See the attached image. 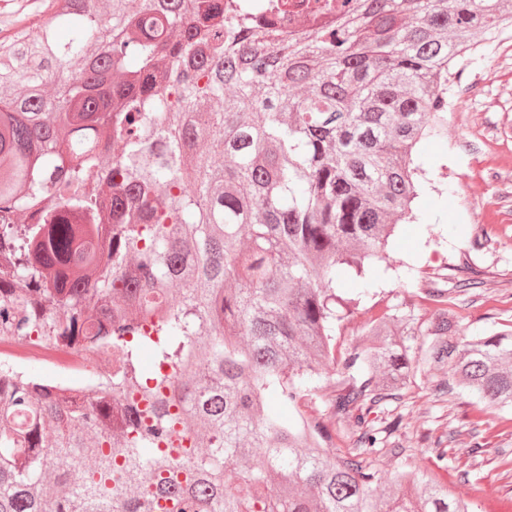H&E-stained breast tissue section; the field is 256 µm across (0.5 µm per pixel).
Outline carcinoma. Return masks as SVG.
Wrapping results in <instances>:
<instances>
[{"label":"carcinoma","mask_w":512,"mask_h":512,"mask_svg":"<svg viewBox=\"0 0 512 512\" xmlns=\"http://www.w3.org/2000/svg\"><path fill=\"white\" fill-rule=\"evenodd\" d=\"M511 1L357 0L290 35L336 2L0 0V334L89 352L70 396L0 363V512H470L423 474L382 484L404 449L375 419L423 363L512 408V328L444 311L417 345L385 313L338 361L336 325L418 220L448 79Z\"/></svg>","instance_id":"cac0c4a2"}]
</instances>
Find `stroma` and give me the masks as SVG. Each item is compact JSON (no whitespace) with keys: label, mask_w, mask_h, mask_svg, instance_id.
Returning <instances> with one entry per match:
<instances>
[{"label":"stroma","mask_w":512,"mask_h":512,"mask_svg":"<svg viewBox=\"0 0 512 512\" xmlns=\"http://www.w3.org/2000/svg\"><path fill=\"white\" fill-rule=\"evenodd\" d=\"M481 53L496 57L498 70L489 77L483 66L459 62L448 84V136L423 145L430 188L418 202L421 219L398 225L375 296L336 329L337 352L360 343L365 322L383 312L411 314L421 332L444 310L470 335L512 324V31L492 32ZM486 232L492 243L474 247ZM409 266L416 273L411 288L404 283ZM469 277L478 278L480 288L459 291L458 282ZM435 384V370L422 365L410 388L391 403L401 420L394 440L405 453L398 463L383 465V478L424 472L473 512H500L512 503V409L484 416L483 459L471 460L456 442L440 469L424 452L428 437L465 433L463 421L476 406L466 392L438 395Z\"/></svg>","instance_id":"35a3bbf8"}]
</instances>
